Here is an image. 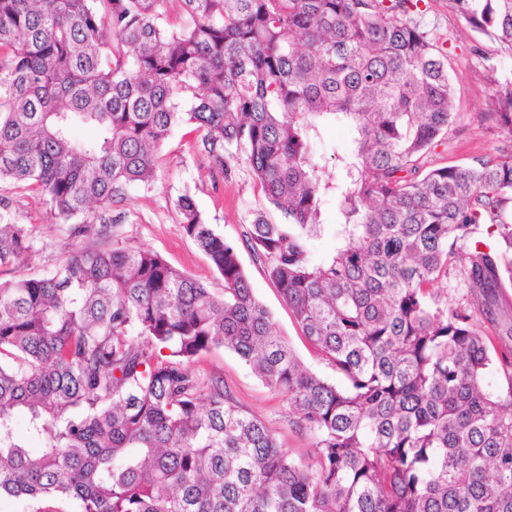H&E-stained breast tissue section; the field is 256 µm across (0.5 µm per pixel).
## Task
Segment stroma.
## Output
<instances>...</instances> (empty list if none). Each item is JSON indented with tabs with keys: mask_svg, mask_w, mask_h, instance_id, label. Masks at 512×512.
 I'll return each instance as SVG.
<instances>
[{
	"mask_svg": "<svg viewBox=\"0 0 512 512\" xmlns=\"http://www.w3.org/2000/svg\"><path fill=\"white\" fill-rule=\"evenodd\" d=\"M411 18L435 38L448 55V71L455 88L456 122L447 140L432 149L433 166L473 164L495 153L508 135L486 119V101L493 72H512V56L473 31L453 13L448 0H420ZM482 44L483 56L471 48ZM197 135L189 128L173 129L158 152L156 176L149 183L131 185L114 212L123 213L122 240L133 247L160 254L172 266L218 291L224 286L205 255L185 235L177 201L191 195L208 224L238 246L240 260L255 296L270 310L274 329L313 372L327 378L336 373L296 327L287 304L245 241L255 211L265 212L270 222L282 223L281 213L266 200L245 165H237L231 178L211 172L208 157L195 147ZM0 223L23 224L31 230L34 249L19 264L0 266V281L25 274H44L65 260L73 245L64 223L55 218L46 197L34 187L0 181ZM196 368L201 375L224 381L230 395L241 406L260 416L274 431L283 448L297 458L312 454V438L296 427L285 397L268 389L238 358L224 348L200 355Z\"/></svg>",
	"mask_w": 512,
	"mask_h": 512,
	"instance_id": "obj_1",
	"label": "stroma"
}]
</instances>
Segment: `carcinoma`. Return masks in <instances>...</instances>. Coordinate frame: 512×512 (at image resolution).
<instances>
[{
	"label": "carcinoma",
	"instance_id": "1",
	"mask_svg": "<svg viewBox=\"0 0 512 512\" xmlns=\"http://www.w3.org/2000/svg\"><path fill=\"white\" fill-rule=\"evenodd\" d=\"M419 2L0 0V180L37 186L68 237L89 240L51 273L0 283V498L512 512V148L426 168L455 90L448 55L409 17ZM448 4L512 56V0ZM492 84L485 116L512 139V73ZM336 118L354 147L329 167L312 146ZM79 125L96 136L76 138ZM182 125L224 178L243 161L286 218L255 213L247 242L342 383L275 333L236 245L191 196L182 228L221 290L115 239L112 205L153 180ZM329 199L342 223L319 261L309 240ZM33 248L25 226L0 224V265ZM451 274L466 288L455 307ZM217 348L287 398L311 462L197 372Z\"/></svg>",
	"mask_w": 512,
	"mask_h": 512
}]
</instances>
